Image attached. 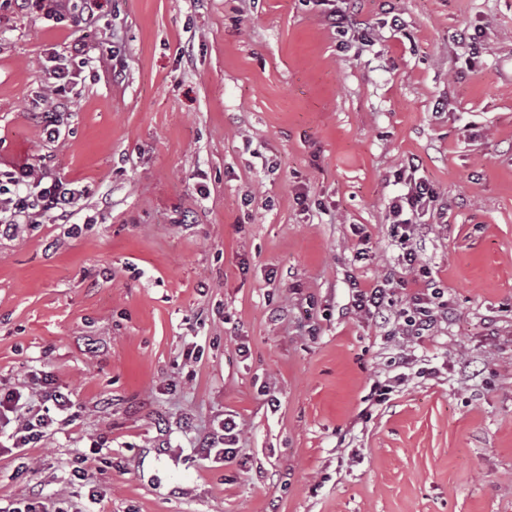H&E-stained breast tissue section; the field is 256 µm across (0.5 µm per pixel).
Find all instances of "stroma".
<instances>
[{"label":"stroma","instance_id":"1","mask_svg":"<svg viewBox=\"0 0 512 512\" xmlns=\"http://www.w3.org/2000/svg\"><path fill=\"white\" fill-rule=\"evenodd\" d=\"M357 7L366 43L337 41L310 0H98L92 24L0 0V168L86 191L70 224L0 239V391L29 387L39 409L46 374L80 406L40 447L0 454V499L512 512V0ZM76 39L95 61L53 142L39 57ZM413 158L448 211L421 232L448 319L418 341L354 312L349 290L397 265L386 207ZM227 417L236 460H203ZM82 456L101 503L68 479Z\"/></svg>","mask_w":512,"mask_h":512}]
</instances>
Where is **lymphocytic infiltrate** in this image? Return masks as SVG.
Returning a JSON list of instances; mask_svg holds the SVG:
<instances>
[{
	"label": "lymphocytic infiltrate",
	"mask_w": 512,
	"mask_h": 512,
	"mask_svg": "<svg viewBox=\"0 0 512 512\" xmlns=\"http://www.w3.org/2000/svg\"><path fill=\"white\" fill-rule=\"evenodd\" d=\"M92 62L84 44L76 41L69 45L67 54L50 55L48 64L43 65L49 98L40 119L49 140L60 137L58 117L72 80L73 65L87 66ZM418 170V165L412 163L395 172L394 182L400 190L390 199L387 214L402 269L412 275L416 292L407 296L404 307L397 309L387 290L394 280L393 272H385L380 281L367 287L357 282L352 285L355 311L397 324L401 335L412 338L432 335L448 316L442 281L419 260L416 226L424 217L434 214L439 194L432 183L419 177ZM80 197V191L70 184L56 178L45 179L29 167L0 171V238L16 236L20 225L35 224L44 217L68 218ZM40 384L53 403L54 413H28L23 390L15 388L0 395V420H13L15 449L23 451L41 444L51 433L55 413L69 417L77 413L69 394L55 387L51 379L41 378Z\"/></svg>",
	"instance_id": "lymphocytic-infiltrate-1"
}]
</instances>
